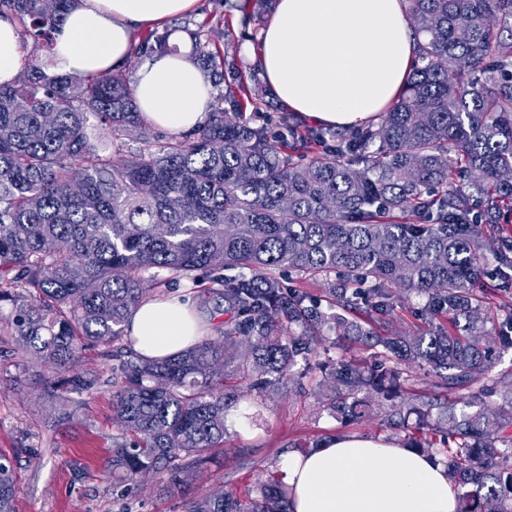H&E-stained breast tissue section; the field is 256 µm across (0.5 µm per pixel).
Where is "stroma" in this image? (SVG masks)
<instances>
[{
	"mask_svg": "<svg viewBox=\"0 0 512 512\" xmlns=\"http://www.w3.org/2000/svg\"><path fill=\"white\" fill-rule=\"evenodd\" d=\"M207 24L211 43L249 62L261 29L243 25L218 0H199L196 11L171 21L164 35H184ZM11 337L0 335V453L15 462L20 491L16 512H186L195 498L220 490H255L278 470L293 444L361 434L392 440L396 433L380 410L345 426L324 407L320 372L298 364L295 377L263 397H244L226 417L223 449L190 477H148L128 486L112 479L109 459L119 435L112 421V393L120 379L100 349L83 352L80 369L98 381L88 390L62 392L47 383L38 365L22 368Z\"/></svg>",
	"mask_w": 512,
	"mask_h": 512,
	"instance_id": "35a3bbf8",
	"label": "stroma"
}]
</instances>
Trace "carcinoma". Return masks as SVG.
<instances>
[{
	"mask_svg": "<svg viewBox=\"0 0 512 512\" xmlns=\"http://www.w3.org/2000/svg\"><path fill=\"white\" fill-rule=\"evenodd\" d=\"M0 0L45 66L0 84V303L21 359L33 357L72 390L91 344L121 382L110 467L135 484L188 476L224 447V417L241 388L261 396L316 361L320 330L371 352L324 372L326 408L350 423L389 402L404 446L448 458L463 490L459 512H512V383H487L495 348L481 342L488 310L475 289L493 249L512 270V0H406L417 35L402 94L377 123L330 133L283 113V133L242 119L260 100L259 70L208 49L188 30L205 77L237 92L207 122L131 159L105 151L146 127L120 70L54 71L53 35L79 0ZM272 0H242L259 23ZM140 39L134 55L167 51ZM228 103L234 117L227 116ZM325 279L329 313L278 272ZM209 283L232 319L182 354L159 361L117 347L129 314L170 281ZM424 299L416 334L386 326L396 294ZM244 346L246 358L225 368ZM432 368L437 394L405 391L404 367ZM14 461L0 454V512H15ZM188 512H288L272 478L257 495L203 496Z\"/></svg>",
	"mask_w": 512,
	"mask_h": 512,
	"instance_id": "cac0c4a2",
	"label": "carcinoma"
}]
</instances>
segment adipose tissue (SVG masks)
Segmentation results:
<instances>
[{
  "mask_svg": "<svg viewBox=\"0 0 512 512\" xmlns=\"http://www.w3.org/2000/svg\"><path fill=\"white\" fill-rule=\"evenodd\" d=\"M196 0H80L55 34L59 71L121 68L136 33L189 11ZM416 35L405 0H274L254 65L288 110L325 127L378 118L403 91ZM24 52L15 22L0 17V84L15 82ZM137 106L171 133L203 125L214 98L189 46L147 57L134 77ZM191 300L163 297L132 310L127 332L142 356L181 354L206 336ZM288 512H458L443 465L360 435L337 437L281 461Z\"/></svg>",
  "mask_w": 512,
  "mask_h": 512,
  "instance_id": "1",
  "label": "adipose tissue"
}]
</instances>
